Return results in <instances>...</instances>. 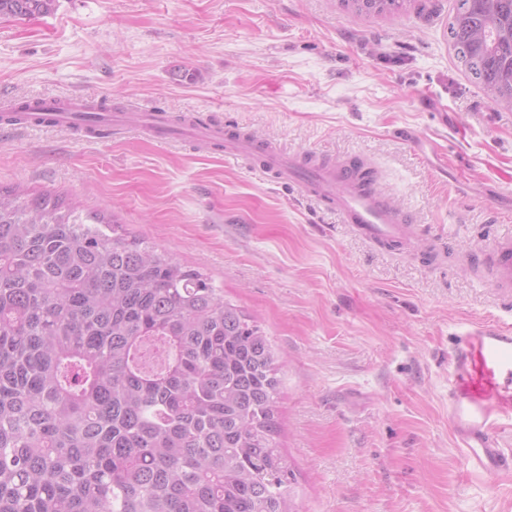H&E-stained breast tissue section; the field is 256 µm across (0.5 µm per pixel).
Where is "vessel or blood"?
<instances>
[{
	"instance_id": "1",
	"label": "vessel or blood",
	"mask_w": 512,
	"mask_h": 512,
	"mask_svg": "<svg viewBox=\"0 0 512 512\" xmlns=\"http://www.w3.org/2000/svg\"><path fill=\"white\" fill-rule=\"evenodd\" d=\"M86 101L80 96L44 100V110L32 118L35 126L66 128L83 133L89 125L81 112ZM104 131L138 129L161 142L178 139L200 149L249 162L261 173L296 184L301 193L339 213L344 222L364 239L385 250H400L410 245L413 232L406 218L380 192L366 168L357 165L307 163L302 157L275 149L223 124L191 118L174 122L170 115L152 109L137 112L101 113ZM494 287L504 300H512V232L498 237L491 250ZM491 389L477 386L466 389L452 406L457 432L465 441L467 462L488 469L501 465L503 455L495 448L490 434L486 399Z\"/></svg>"
}]
</instances>
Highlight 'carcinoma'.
I'll use <instances>...</instances> for the list:
<instances>
[{
  "label": "carcinoma",
  "mask_w": 512,
  "mask_h": 512,
  "mask_svg": "<svg viewBox=\"0 0 512 512\" xmlns=\"http://www.w3.org/2000/svg\"><path fill=\"white\" fill-rule=\"evenodd\" d=\"M57 2L0 0V17ZM448 43L512 108V0H455ZM280 369L204 273L105 211L0 186V512H297Z\"/></svg>",
  "instance_id": "carcinoma-1"
}]
</instances>
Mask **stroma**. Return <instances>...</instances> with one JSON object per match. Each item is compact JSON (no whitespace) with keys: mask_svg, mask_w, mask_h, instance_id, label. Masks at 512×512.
<instances>
[{"mask_svg":"<svg viewBox=\"0 0 512 512\" xmlns=\"http://www.w3.org/2000/svg\"><path fill=\"white\" fill-rule=\"evenodd\" d=\"M454 0L395 15L339 0H58L0 18V113L79 95L357 161L419 238L386 251L293 184L143 131L0 129V185L55 191L205 273L283 362L279 448L298 512H512V346L472 467L451 404L477 335L512 332L485 260L512 230V109L458 65Z\"/></svg>","mask_w":512,"mask_h":512,"instance_id":"1","label":"stroma"}]
</instances>
